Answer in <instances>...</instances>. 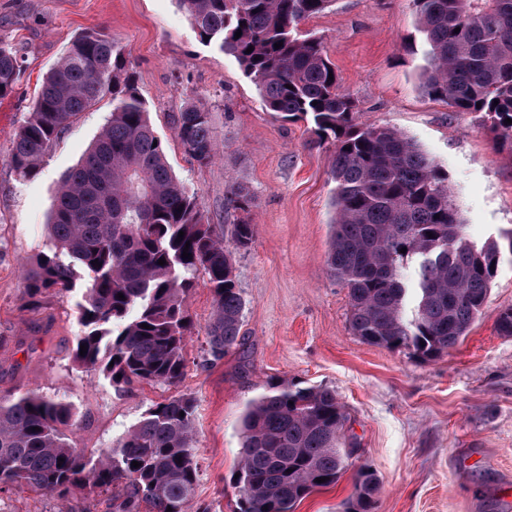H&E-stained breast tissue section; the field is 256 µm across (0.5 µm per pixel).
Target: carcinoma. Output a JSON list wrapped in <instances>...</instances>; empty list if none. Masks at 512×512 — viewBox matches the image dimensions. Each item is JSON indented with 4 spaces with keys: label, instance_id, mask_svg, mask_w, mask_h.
I'll list each match as a JSON object with an SVG mask.
<instances>
[{
    "label": "carcinoma",
    "instance_id": "1",
    "mask_svg": "<svg viewBox=\"0 0 512 512\" xmlns=\"http://www.w3.org/2000/svg\"><path fill=\"white\" fill-rule=\"evenodd\" d=\"M178 2L200 36L236 58L268 111L311 124L319 141L335 145L326 263L347 289L353 334L424 360L454 348L486 302L499 245L466 239L445 174L412 140L393 127L357 122L356 102L321 43L299 30L333 0ZM410 2L428 45L424 93L455 112L482 114L512 144V123H505L512 119V0ZM23 74L15 48L1 42L0 96ZM105 97L112 99L106 125L59 185L50 247L24 266V308L37 312L49 291L70 292L88 278L77 336L87 353L75 349L74 361L118 388L172 386L186 368V301L199 277L213 297L203 362L221 361L244 343L235 253L255 241L256 197L243 181L227 185L229 205L242 213L227 245L223 225L205 221L196 196L172 172L124 52L97 31L77 35L42 77L11 141L14 171L36 176L53 145ZM174 133L199 166L211 163V113L183 108ZM185 249L191 257H182ZM412 261L410 290L403 270ZM410 292L415 305L408 315ZM196 408L191 393L152 403L112 447L88 455L70 438L77 427L70 403L38 388L1 396L0 493L29 490L66 502L106 494L107 512H189L198 481ZM346 420L327 387L281 381L249 400L235 479L238 512H294L313 491L336 484L349 457ZM376 491L374 474L359 472L351 512H372Z\"/></svg>",
    "mask_w": 512,
    "mask_h": 512
}]
</instances>
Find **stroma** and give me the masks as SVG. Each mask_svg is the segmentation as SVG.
Returning a JSON list of instances; mask_svg holds the SVG:
<instances>
[{"mask_svg":"<svg viewBox=\"0 0 512 512\" xmlns=\"http://www.w3.org/2000/svg\"><path fill=\"white\" fill-rule=\"evenodd\" d=\"M89 30L123 48L169 163L206 220L235 223L229 178L245 181L257 200L256 240L235 255L245 345L216 364L202 363L213 298L198 282L187 300V367L173 386L118 389L76 365L80 291L49 292L36 313L23 308L21 265L48 249L58 183L101 132L112 101L84 112L34 178L12 169L10 143L39 78ZM302 30L320 38L357 102L359 123L395 127L416 143L447 174L468 240L498 242L487 301L465 338L422 362L353 335L347 291L325 265L333 144L316 143L306 122L269 112L234 57L202 42L177 0H0V41L17 48L25 67L16 89L0 97V395L37 387L65 399L78 420L73 441L90 453L111 447L152 402L193 394V505L237 512L245 405L268 382L302 381L335 390L356 450L336 485L313 492L295 512H346L362 469L377 478L373 512H501V496L512 494V336L497 331L499 314L512 309V152L499 147L480 114L453 111L424 94L426 44L410 0H334ZM191 104L212 114L216 156L205 167L174 136V116ZM0 499L9 512L106 509L99 499L68 504L31 492Z\"/></svg>","mask_w":512,"mask_h":512,"instance_id":"1","label":"stroma"}]
</instances>
